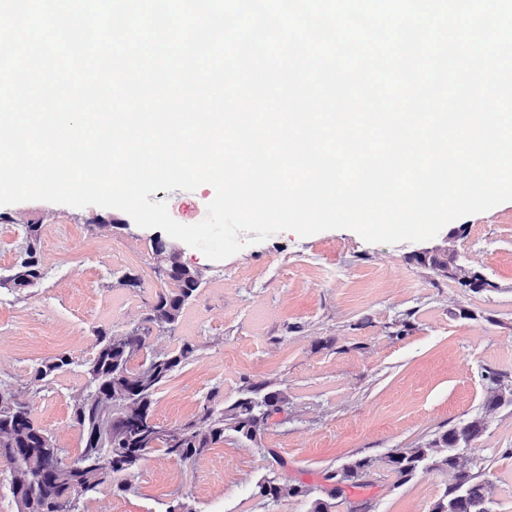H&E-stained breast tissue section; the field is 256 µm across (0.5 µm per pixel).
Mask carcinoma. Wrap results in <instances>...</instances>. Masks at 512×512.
Instances as JSON below:
<instances>
[{
    "label": "carcinoma",
    "instance_id": "cac0c4a2",
    "mask_svg": "<svg viewBox=\"0 0 512 512\" xmlns=\"http://www.w3.org/2000/svg\"><path fill=\"white\" fill-rule=\"evenodd\" d=\"M40 242L41 225H25L19 256L8 274H0V288L20 293L41 284ZM153 254L162 285L147 314L119 332L97 329L94 353L82 363L85 382L72 396V412L83 446L74 457L66 458L54 434L34 421L30 404L19 400L14 385L0 380V474L5 475L17 512H83L81 499L103 486L114 493L128 491V477L152 452L194 461L224 442L227 431L258 441L274 416L288 412V391L262 382L245 386L228 406L219 390H212L201 410L186 421L164 425L154 420L159 389L194 358L198 346L184 341L173 351L155 352L150 340L179 327L204 278L201 271L181 263L180 252L168 241L155 238ZM415 261L466 291L496 288L482 273L459 261L453 241L435 245ZM73 364L70 354L61 353L38 364L33 381L47 383ZM488 378L496 389L485 400L484 409L512 406V383L494 371L488 372ZM485 429V417H472L436 433L420 448L390 449L387 463L400 483L434 469L454 474L455 482L432 512H495L491 484L481 479V472L467 467V453ZM372 469V459L355 458L337 469H326L327 485L317 490L286 477H272L258 482L253 496L265 503L301 499L307 512H333L337 500L347 499L348 489L369 485Z\"/></svg>",
    "mask_w": 512,
    "mask_h": 512
}]
</instances>
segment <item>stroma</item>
Returning <instances> with one entry per match:
<instances>
[{"instance_id": "stroma-1", "label": "stroma", "mask_w": 512, "mask_h": 512, "mask_svg": "<svg viewBox=\"0 0 512 512\" xmlns=\"http://www.w3.org/2000/svg\"><path fill=\"white\" fill-rule=\"evenodd\" d=\"M213 197L204 184L151 199L166 202L173 219L188 211L200 221ZM5 211L41 224L46 277L20 295L0 288V378L23 392L35 422L73 454L81 446L71 415L80 363L94 330L119 331L144 317L161 286L152 253L160 231L132 223L112 233L109 223L125 212L94 205L27 201ZM452 226L461 261L494 290L467 292L436 277L414 260L418 243H370L349 229L279 232L219 265L182 246L181 262L202 270L207 286L178 329L151 345L167 352L189 340L199 351L159 391L156 419L195 415L213 386L229 404L244 385L263 381L287 390L290 408L270 421L261 443L228 432L192 463L151 455L129 491L101 489L84 499L85 512H165L183 495L195 512H306L298 499L266 506L253 498L254 485L274 475L271 448L287 461L289 479L312 487L327 468L373 458L372 487L350 492L335 512L365 498L371 512H431L453 474L433 470L401 485L387 452L424 445L480 413L487 427L470 457L486 469L496 512H512V407L482 411L494 388L488 372L512 378V201ZM128 269L141 288L117 287ZM406 313L413 328L394 337L392 324ZM63 351L75 359L71 369L48 385L33 383V367Z\"/></svg>"}]
</instances>
